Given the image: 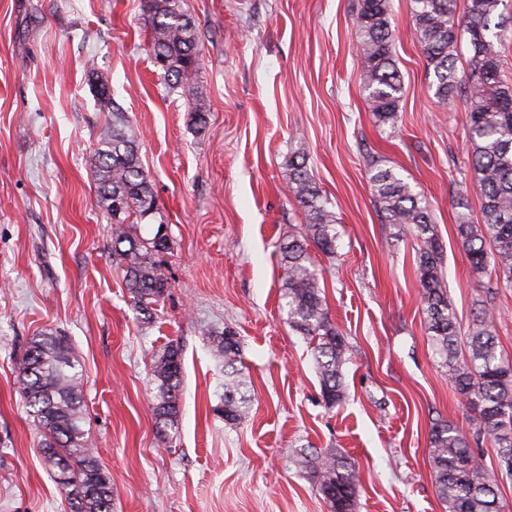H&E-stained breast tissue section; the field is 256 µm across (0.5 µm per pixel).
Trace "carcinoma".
Masks as SVG:
<instances>
[{"label": "carcinoma", "instance_id": "cac0c4a2", "mask_svg": "<svg viewBox=\"0 0 512 512\" xmlns=\"http://www.w3.org/2000/svg\"><path fill=\"white\" fill-rule=\"evenodd\" d=\"M151 15V49L163 59V77L175 85L191 79L200 65L197 32L182 9L183 0H146ZM413 23L432 87L442 106L462 96L466 113L468 164L480 197L478 221L460 202L456 233L473 271L495 274L500 286L512 289V85L500 79L495 44L506 39L503 0H413ZM355 24L359 37L360 80L365 101L378 126L395 127L399 120L403 80L395 60V35L390 0H358ZM467 35L470 55L458 72V42ZM92 165L97 206L112 224V257L123 271L133 307L151 322L168 278L157 255L168 250L158 235L134 236L130 228L148 218L155 204L151 183L138 154V134L124 113L97 134ZM286 179L305 216L300 235L279 247L286 271L282 300L288 326L312 345L321 396L328 408L345 399L343 368L350 360L346 338L331 320L309 247L336 253V214L313 179L307 156L288 157ZM369 183L376 207L386 224L417 241L416 266L425 314V331L474 422L466 433L459 426L436 422L429 432L430 466L445 512H504L499 483L512 476V358L499 350L496 321L483 309L462 327L448 299L442 271L443 249L432 224L426 198L403 176L389 168H370ZM122 205L114 220L115 203ZM128 247L121 248L122 244ZM224 358V420L241 424L249 417L251 397L237 366L240 342L230 330L212 337ZM61 336L31 339L17 363L20 397L42 433L40 453L65 494L70 512H112V483L84 429L83 374ZM151 372L158 394L152 407L155 424L167 425L178 414L182 380L180 346L169 343L152 356ZM493 449L497 467L485 465L475 451ZM316 489L329 512H355L359 493L356 464L335 451L303 455Z\"/></svg>", "mask_w": 512, "mask_h": 512}]
</instances>
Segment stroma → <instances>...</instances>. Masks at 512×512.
Segmentation results:
<instances>
[{
	"label": "stroma",
	"instance_id": "1",
	"mask_svg": "<svg viewBox=\"0 0 512 512\" xmlns=\"http://www.w3.org/2000/svg\"><path fill=\"white\" fill-rule=\"evenodd\" d=\"M357 0H184L200 67L169 87L150 53L144 0H0V512H69L17 392L33 336L67 337L79 360L85 429L112 482L113 512H329L304 448L360 468L356 512H444L429 430L468 414L425 332L415 242L382 223L369 166L400 172L429 204L461 323L493 310L512 357V289L474 273L456 236L458 203L479 214L463 98L440 106L416 38L413 0H391L404 84L397 128L378 127L359 80ZM98 72L139 134L165 224L169 287L142 323L112 261L90 154L112 118ZM203 123H196L195 111ZM303 151L337 216L336 252L313 251L332 320L346 337V399L327 409L311 347L281 307L278 246L304 214L285 164ZM232 330L251 389L249 420L226 423ZM182 349L173 425L154 424L150 363Z\"/></svg>",
	"mask_w": 512,
	"mask_h": 512
}]
</instances>
